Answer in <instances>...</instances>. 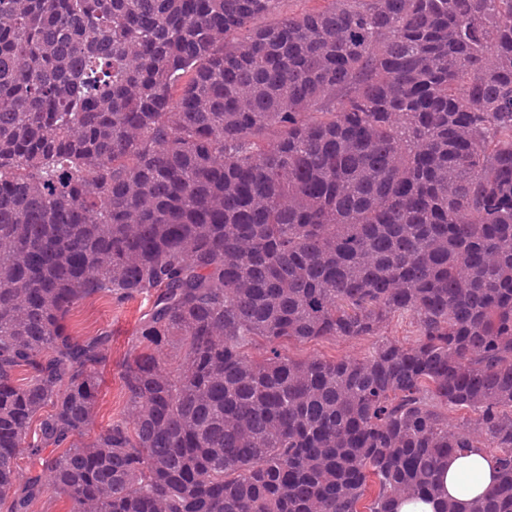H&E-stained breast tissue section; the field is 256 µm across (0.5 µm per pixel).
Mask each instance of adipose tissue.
I'll return each instance as SVG.
<instances>
[{
    "label": "adipose tissue",
    "instance_id": "adipose-tissue-1",
    "mask_svg": "<svg viewBox=\"0 0 512 512\" xmlns=\"http://www.w3.org/2000/svg\"><path fill=\"white\" fill-rule=\"evenodd\" d=\"M496 480L495 463L483 449L450 457L439 471L442 497L456 501L460 512H469L473 500L487 494Z\"/></svg>",
    "mask_w": 512,
    "mask_h": 512
}]
</instances>
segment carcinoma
I'll return each instance as SVG.
<instances>
[{
	"label": "carcinoma",
	"instance_id": "cac0c4a2",
	"mask_svg": "<svg viewBox=\"0 0 512 512\" xmlns=\"http://www.w3.org/2000/svg\"><path fill=\"white\" fill-rule=\"evenodd\" d=\"M281 2L0 0L10 512H396L466 448L512 512V0ZM144 292L132 426L85 442L112 336L66 319ZM416 327L409 317L395 316L388 328L380 335L367 336L359 340H319L308 344H298L294 341L283 340L279 343V349L285 356L294 359L306 358L310 356H321L325 358H335L343 355H356L364 352L375 343H380L386 339L398 340L401 342H412L415 336ZM72 502L66 496L44 494L33 502L31 512H71Z\"/></svg>",
	"mask_w": 512,
	"mask_h": 512
}]
</instances>
